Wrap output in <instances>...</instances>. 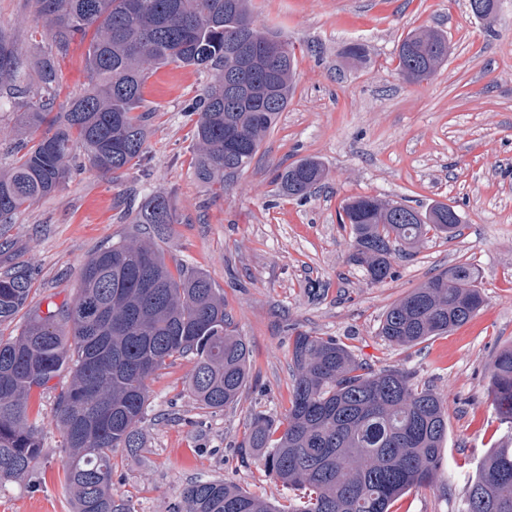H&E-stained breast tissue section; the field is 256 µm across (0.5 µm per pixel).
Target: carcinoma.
Instances as JSON below:
<instances>
[{
  "instance_id": "1",
  "label": "carcinoma",
  "mask_w": 512,
  "mask_h": 512,
  "mask_svg": "<svg viewBox=\"0 0 512 512\" xmlns=\"http://www.w3.org/2000/svg\"><path fill=\"white\" fill-rule=\"evenodd\" d=\"M48 49L24 64L16 42L0 32V98L19 113L17 131L45 128L20 145L0 171V224L65 181L79 150L114 179L136 166L148 137L143 88L168 65L215 74L198 102L199 181L224 187L251 163L291 93L295 48L259 25L250 0H30ZM88 88L60 99L57 59L76 38ZM448 57V38L414 29L401 40L398 69L419 84ZM326 178L315 158L278 175L280 190L305 197ZM341 223L353 230L349 261L372 283L391 276L392 256L430 230L456 235L454 207L421 212L370 196L348 199ZM175 217L166 195H148L127 237L94 253L80 288L61 307L30 308L33 272L0 273V324L29 309L16 336H0V488L38 471L43 448L27 401L64 367L70 383L56 402V425L69 448L64 485L73 512H128L112 493L116 453L143 448L148 380L179 356L195 358L188 391L202 409L236 403L246 385L250 350L208 276L170 268L158 239ZM479 275L461 263L432 276L384 312L379 335L412 348L448 333L485 304ZM287 426L275 435L256 412L243 435V458L262 455L266 471L297 492L276 506L223 480L196 481L172 512H391L412 487L441 475L448 437L444 402L406 370L370 367L336 340L299 331ZM491 405L512 429V344L491 371ZM459 512H512V448L491 449L472 476Z\"/></svg>"
}]
</instances>
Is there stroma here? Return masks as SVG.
Returning <instances> with one entry per match:
<instances>
[{
	"instance_id": "1",
	"label": "stroma",
	"mask_w": 512,
	"mask_h": 512,
	"mask_svg": "<svg viewBox=\"0 0 512 512\" xmlns=\"http://www.w3.org/2000/svg\"><path fill=\"white\" fill-rule=\"evenodd\" d=\"M252 8L258 24L295 45L297 69L286 110L233 185L222 190L193 175L192 107L211 74L162 67L143 90L150 116L140 165L115 181L76 154L56 192L0 225V273L34 268L33 305L71 299L82 265L127 236L144 197L158 192L176 216L163 242L168 260L204 272L223 295L250 347L248 383L234 405L203 410L185 386L192 357L150 378L144 448L112 473L114 495L129 512H168L188 481L218 478L286 503L287 489L260 459L242 464L238 446L252 413L285 427L288 345L297 329L336 339L373 367H401L440 394L450 487L411 488L392 512H458L477 462L512 439L488 395L492 363L512 343V0H500L492 26L472 14L469 0H252ZM31 20L27 0H0V32L20 43L29 63L39 55ZM418 28L447 35L448 58L429 80L410 84L397 69V49ZM355 42L367 46L359 62L346 53ZM306 157L324 164L326 185L305 199L282 194L279 168ZM360 195L421 211L454 206L461 233H428L393 258V278L370 283L349 263L351 227L339 221L346 201ZM458 263L478 270L484 308L412 349L384 341L387 308ZM66 381L62 375L32 391L45 464L0 489V512H73L55 417Z\"/></svg>"
}]
</instances>
